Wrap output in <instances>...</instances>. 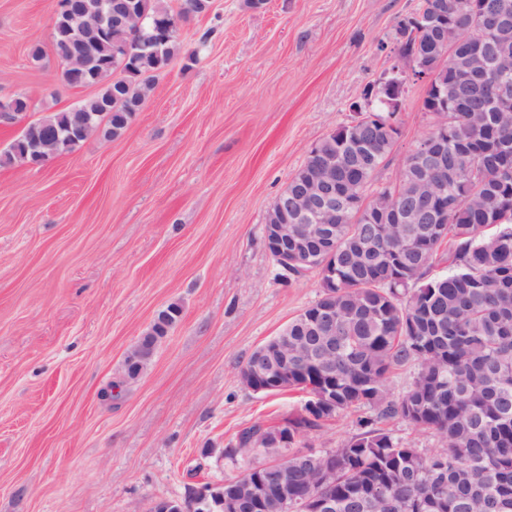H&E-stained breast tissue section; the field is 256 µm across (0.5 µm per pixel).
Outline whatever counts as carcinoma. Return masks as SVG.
Listing matches in <instances>:
<instances>
[{
	"mask_svg": "<svg viewBox=\"0 0 512 512\" xmlns=\"http://www.w3.org/2000/svg\"><path fill=\"white\" fill-rule=\"evenodd\" d=\"M136 3L149 20L171 13L165 0ZM483 5L512 19V0H418L407 15L414 23L398 22L400 59L427 66L441 90H427L424 109L435 100L448 108V211L439 223H381L390 198L426 184L422 169L412 167L400 172L399 184L373 186L399 134L388 128L396 117L392 96L375 83L365 90L364 111L315 143L288 184L322 179L323 157L334 154L336 191L368 200L362 210L336 215V285L320 284V296L288 322L289 389L307 395L308 409L288 422L301 438L345 412L373 414L359 419L363 432L340 448L288 454V501L272 512H308L319 500L336 503L329 512H512V112L498 111L489 89L461 87L470 51L456 43L468 30L482 33L491 42L490 63L512 85V28L501 35L480 28ZM82 37L71 22L52 42L68 85L65 58ZM137 39L115 30L88 43L83 81L99 93L78 112L28 123L0 164L43 162L30 149L34 141L53 156L71 150L89 118L104 137L119 136L139 111L143 86L181 53L175 33L128 60L114 53L117 43ZM445 243L450 273L431 277ZM318 308L336 314L334 357L308 352ZM180 316L176 305L162 310L141 346L155 351ZM410 362L416 375L391 397V373ZM388 419L435 432L441 447L421 453L377 427ZM261 429H244L224 455L244 461L238 449Z\"/></svg>",
	"mask_w": 512,
	"mask_h": 512,
	"instance_id": "carcinoma-1",
	"label": "carcinoma"
}]
</instances>
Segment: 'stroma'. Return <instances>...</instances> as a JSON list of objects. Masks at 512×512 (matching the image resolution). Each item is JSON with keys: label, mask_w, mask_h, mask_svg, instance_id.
Here are the masks:
<instances>
[{"label": "stroma", "mask_w": 512, "mask_h": 512, "mask_svg": "<svg viewBox=\"0 0 512 512\" xmlns=\"http://www.w3.org/2000/svg\"><path fill=\"white\" fill-rule=\"evenodd\" d=\"M416 5L211 0L179 32L197 62L156 76L122 136L0 166V512H150L237 475L224 455L236 434L302 406L239 378L320 294L317 274L283 276L265 218L389 71L395 26ZM60 72L51 0H0V100L27 97L33 121L94 95ZM424 96L408 87L378 183L428 131ZM171 304L180 322L128 378L131 350ZM358 419L337 416L296 448L341 447Z\"/></svg>", "instance_id": "stroma-1"}]
</instances>
